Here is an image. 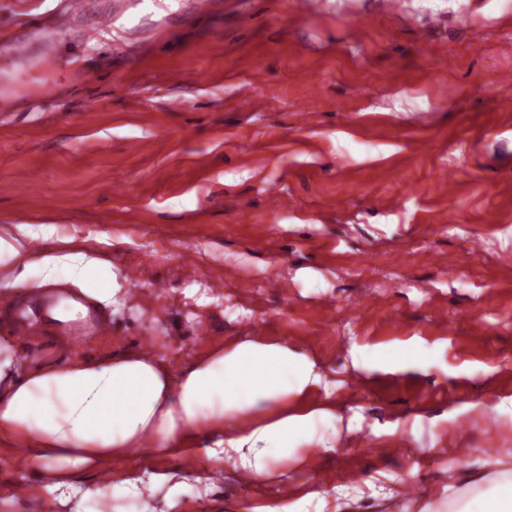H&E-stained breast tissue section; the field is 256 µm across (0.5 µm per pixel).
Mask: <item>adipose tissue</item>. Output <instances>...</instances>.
Wrapping results in <instances>:
<instances>
[{"instance_id": "adipose-tissue-1", "label": "adipose tissue", "mask_w": 512, "mask_h": 512, "mask_svg": "<svg viewBox=\"0 0 512 512\" xmlns=\"http://www.w3.org/2000/svg\"><path fill=\"white\" fill-rule=\"evenodd\" d=\"M0 265L19 282L36 266L52 278L66 266L71 277L86 280L77 297L49 310L51 322L77 319L88 303L105 306L114 294L98 275L100 260L81 251L54 255L0 234ZM324 385L308 357L264 339L218 348L176 373L140 352L64 362L19 354L0 359V440L26 445V468L51 494L76 496V469H100L148 439L172 455L193 449L198 473L219 460L266 483L274 478L272 459L292 457L312 442L330 450L329 442L314 441L313 430L318 421L335 422L334 405L327 399L311 409L303 405ZM291 399L296 408H288ZM174 482L170 474L134 469L120 484L91 494L106 508L123 492Z\"/></svg>"}]
</instances>
